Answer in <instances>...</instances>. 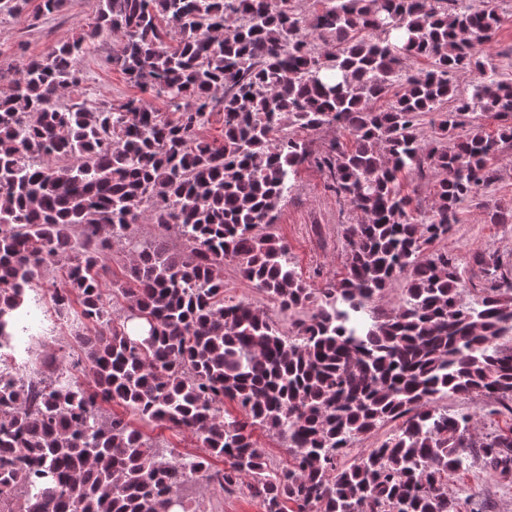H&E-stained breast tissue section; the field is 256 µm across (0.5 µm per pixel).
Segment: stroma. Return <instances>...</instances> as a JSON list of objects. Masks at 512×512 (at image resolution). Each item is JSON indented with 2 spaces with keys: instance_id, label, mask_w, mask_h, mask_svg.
I'll list each match as a JSON object with an SVG mask.
<instances>
[{
  "instance_id": "35a3bbf8",
  "label": "stroma",
  "mask_w": 512,
  "mask_h": 512,
  "mask_svg": "<svg viewBox=\"0 0 512 512\" xmlns=\"http://www.w3.org/2000/svg\"><path fill=\"white\" fill-rule=\"evenodd\" d=\"M38 3L39 0H28L26 10L18 17L0 14V68L47 54L71 41L93 22L97 9V0H65L59 12L39 17L35 14ZM112 48V42H96L79 60L77 69L84 97L110 102L141 97V90L109 64ZM493 169L495 179L490 187L463 208L460 222L448 238L431 246L432 251L446 250L464 258L462 278L469 289L485 285L478 267L468 261L472 252L497 257L505 268L512 270V223L489 221L494 210L512 212V146L502 150L493 162ZM357 220L355 212L341 211L326 187L323 174L315 167L306 166L282 202L273 231L287 243L301 278L310 287L319 288L342 267L341 225ZM443 404L449 411L472 415L473 441H481L492 432L512 429V415H487L485 403L479 397L451 396ZM448 493L456 500L459 512H472L478 505L484 512H512V481L501 478L475 458L449 476ZM189 496L199 512H262L256 500L240 494L228 496L214 492L202 481L192 486Z\"/></svg>"
}]
</instances>
